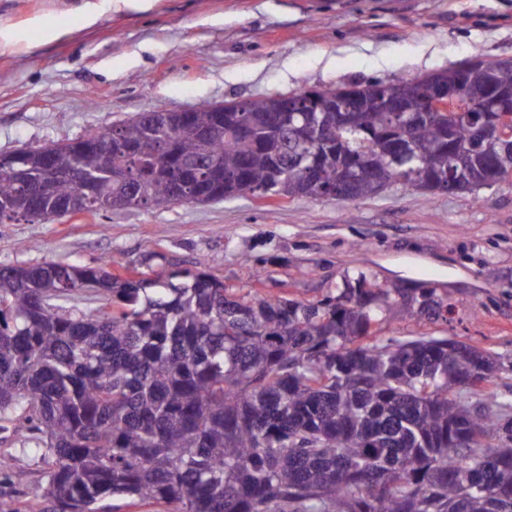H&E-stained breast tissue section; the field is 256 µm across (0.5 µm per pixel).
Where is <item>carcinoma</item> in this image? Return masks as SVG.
<instances>
[{"label":"carcinoma","instance_id":"carcinoma-1","mask_svg":"<svg viewBox=\"0 0 512 512\" xmlns=\"http://www.w3.org/2000/svg\"><path fill=\"white\" fill-rule=\"evenodd\" d=\"M512 89V61L472 75ZM410 103L423 77L401 78ZM276 112L261 98L150 112L112 126V142L0 156V223L52 221L59 202L108 211L145 175L140 204L234 197L351 200L418 187L463 159L484 179L502 153L453 112L392 117L361 94L338 112ZM327 144L314 162L310 120ZM311 170L307 180L298 178ZM395 290L344 288L304 302L237 295L198 269L166 279L107 265L0 268V431L47 461V512H110L115 496L173 512H512V400L492 390L497 358L448 337L378 336ZM83 301L99 303L82 308ZM438 318L433 294L403 304Z\"/></svg>","mask_w":512,"mask_h":512}]
</instances>
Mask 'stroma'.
<instances>
[{
  "label": "stroma",
  "instance_id": "stroma-1",
  "mask_svg": "<svg viewBox=\"0 0 512 512\" xmlns=\"http://www.w3.org/2000/svg\"><path fill=\"white\" fill-rule=\"evenodd\" d=\"M0 0L14 45L0 53V155L178 111L328 86L392 82L474 56L512 60V0ZM63 29L47 40L42 26ZM44 261L149 276L205 267L225 287L316 302L365 277L370 288L433 291L435 320L389 308L387 338L448 336L494 353L512 396V186L430 193L395 184L372 199L223 201L131 207L83 219L0 224V267ZM0 512H45L46 465L0 438Z\"/></svg>",
  "mask_w": 512,
  "mask_h": 512
}]
</instances>
